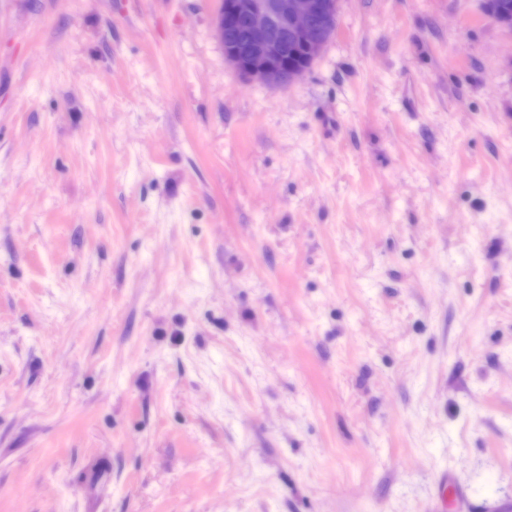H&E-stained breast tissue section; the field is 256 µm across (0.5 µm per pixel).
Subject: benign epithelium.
I'll use <instances>...</instances> for the list:
<instances>
[{
  "instance_id": "1",
  "label": "benign epithelium",
  "mask_w": 512,
  "mask_h": 512,
  "mask_svg": "<svg viewBox=\"0 0 512 512\" xmlns=\"http://www.w3.org/2000/svg\"><path fill=\"white\" fill-rule=\"evenodd\" d=\"M339 0H221L217 37L224 59L272 89L301 80L337 32Z\"/></svg>"
}]
</instances>
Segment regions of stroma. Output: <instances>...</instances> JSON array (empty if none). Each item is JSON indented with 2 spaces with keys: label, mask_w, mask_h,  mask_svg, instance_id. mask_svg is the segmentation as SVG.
<instances>
[{
  "label": "stroma",
  "mask_w": 512,
  "mask_h": 512,
  "mask_svg": "<svg viewBox=\"0 0 512 512\" xmlns=\"http://www.w3.org/2000/svg\"><path fill=\"white\" fill-rule=\"evenodd\" d=\"M218 0H0V512L512 504V30L340 0L295 85ZM437 494L433 512H463L464 506L468 509V493L459 487L454 479L443 473L436 484Z\"/></svg>",
  "instance_id": "obj_1"
}]
</instances>
